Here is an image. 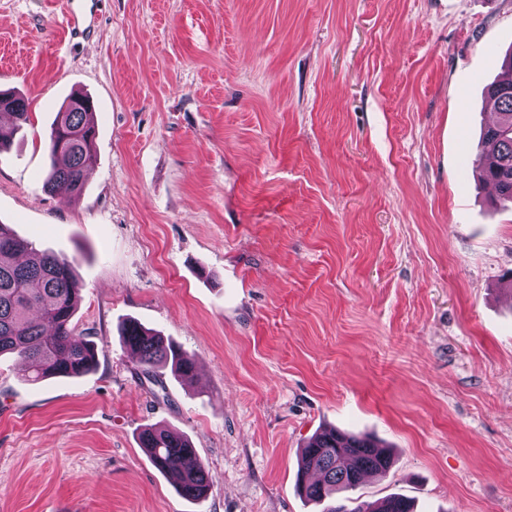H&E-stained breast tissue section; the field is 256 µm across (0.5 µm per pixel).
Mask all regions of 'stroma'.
<instances>
[{"label": "stroma", "instance_id": "35a3bbf8", "mask_svg": "<svg viewBox=\"0 0 512 512\" xmlns=\"http://www.w3.org/2000/svg\"><path fill=\"white\" fill-rule=\"evenodd\" d=\"M511 50L512 0H0V91L28 101L0 223L75 261L98 349L38 383L0 356V512H320L295 481L324 427L394 450L352 504L512 512V206L471 167ZM76 92L74 200L43 178ZM128 320L194 381L142 378ZM148 427L190 440L206 498ZM70 112H62L63 109ZM58 112L47 142L51 159L44 190L79 198L85 187L89 167L95 160V107L90 97L72 95ZM140 445L183 497L205 498L203 490L210 488L208 473L186 437L166 429L147 428L140 436Z\"/></svg>", "mask_w": 512, "mask_h": 512}]
</instances>
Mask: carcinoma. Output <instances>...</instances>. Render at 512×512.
<instances>
[{
    "instance_id": "cac0c4a2",
    "label": "carcinoma",
    "mask_w": 512,
    "mask_h": 512,
    "mask_svg": "<svg viewBox=\"0 0 512 512\" xmlns=\"http://www.w3.org/2000/svg\"><path fill=\"white\" fill-rule=\"evenodd\" d=\"M500 78L487 89L497 112L495 123L485 127L475 159L481 179L492 185L497 197L512 202V56L502 64ZM0 107L10 113L14 127L0 126V150L8 145L15 128L27 120L25 100L0 93ZM58 112L47 142L51 159L44 190L72 199L84 191L89 167L95 160V107L90 97L71 96ZM31 243L0 224V356L13 354L27 365L28 380L79 377L90 372L96 361L88 359L95 344L72 336V320L79 302L75 261L54 253L19 255ZM120 341L137 360L141 372L156 380V370L168 366L181 381L193 380L195 361L171 340H166L137 322L126 324ZM155 467L169 476L185 498L200 500L210 488L208 473L189 440L170 430L147 428L140 436ZM392 455L363 435L336 429L322 430L306 442L299 464L297 490L316 504L338 491L356 488L369 474H384ZM323 512H413L410 501L399 494L352 510L325 504Z\"/></svg>"
}]
</instances>
